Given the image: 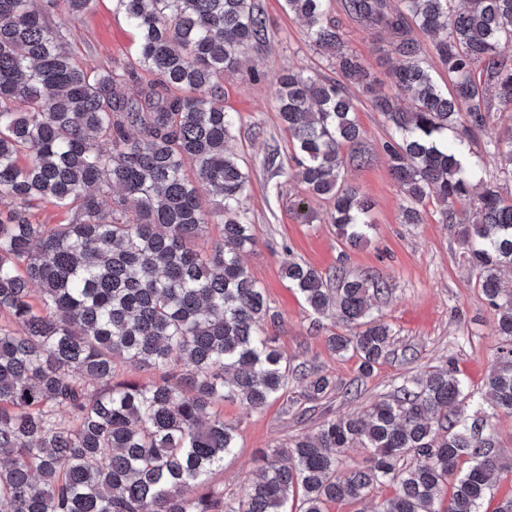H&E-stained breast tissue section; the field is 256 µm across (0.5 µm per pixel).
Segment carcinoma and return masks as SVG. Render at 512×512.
Masks as SVG:
<instances>
[{
    "instance_id": "cac0c4a2",
    "label": "carcinoma",
    "mask_w": 512,
    "mask_h": 512,
    "mask_svg": "<svg viewBox=\"0 0 512 512\" xmlns=\"http://www.w3.org/2000/svg\"><path fill=\"white\" fill-rule=\"evenodd\" d=\"M113 2L139 36L137 65L120 71L83 67L68 51L70 29L50 21L84 15L96 0H47L41 11L0 0V203H14L0 216V503L8 512H287L296 499L297 512H326L389 483L394 494L374 512H480L505 465L468 425L451 363L405 380L364 415L269 449L242 494L211 485L237 448L236 427L216 407L260 409L290 376L267 331L278 314L241 261L255 242L242 213L250 172L226 148L235 115L221 84L265 38L266 19L256 0ZM285 4L337 75L278 78L296 175L331 203L325 219L338 239L367 238L372 202L343 174L370 160L354 88L392 129L382 152L405 199L403 223H423L431 200L442 224L471 205L464 263L511 343L485 386L512 413V290L498 277L512 267V197L462 150L493 113L512 109V59L501 53L512 43V0H399L396 9L341 0L365 30L388 35L392 95L375 94L329 0ZM419 32L450 87L437 82ZM126 81L140 84L137 98L121 94ZM484 152L512 178V130ZM201 185L215 206L203 205ZM42 204L69 219L31 221ZM213 224L221 242L198 250ZM283 271L314 314L344 328L328 336L332 350L355 353L365 375L389 354L392 328L372 313L383 283L338 270L332 288L295 259ZM131 370L152 377L129 379ZM298 377L313 399L334 387L317 372ZM354 445L369 450L367 465L343 470L339 456Z\"/></svg>"
}]
</instances>
